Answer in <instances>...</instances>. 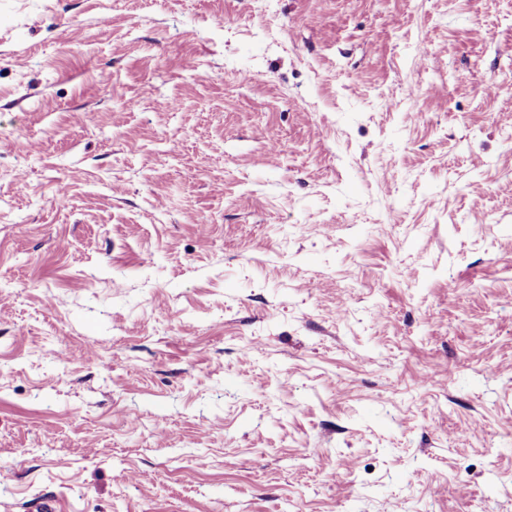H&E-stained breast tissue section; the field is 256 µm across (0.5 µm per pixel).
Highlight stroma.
Returning <instances> with one entry per match:
<instances>
[{
	"label": "stroma",
	"instance_id": "35a3bbf8",
	"mask_svg": "<svg viewBox=\"0 0 512 512\" xmlns=\"http://www.w3.org/2000/svg\"><path fill=\"white\" fill-rule=\"evenodd\" d=\"M512 512V0H0V512Z\"/></svg>",
	"mask_w": 512,
	"mask_h": 512
}]
</instances>
